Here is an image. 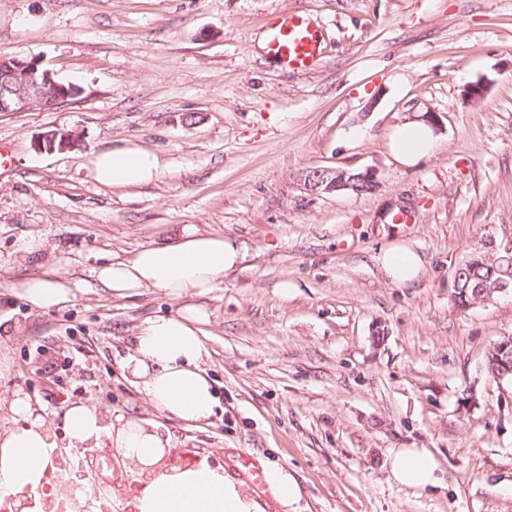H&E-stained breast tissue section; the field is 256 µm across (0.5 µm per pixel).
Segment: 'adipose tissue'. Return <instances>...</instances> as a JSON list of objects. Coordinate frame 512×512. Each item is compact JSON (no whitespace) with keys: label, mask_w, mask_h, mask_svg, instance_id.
<instances>
[{"label":"adipose tissue","mask_w":512,"mask_h":512,"mask_svg":"<svg viewBox=\"0 0 512 512\" xmlns=\"http://www.w3.org/2000/svg\"><path fill=\"white\" fill-rule=\"evenodd\" d=\"M392 149L405 162L426 155L432 149L427 125L414 121L400 126ZM92 167L98 183L113 187L145 184L161 174L158 158L132 143L98 153ZM238 259V251L223 236L187 229L176 244L141 248L96 272L98 281L117 295L155 288L174 298H188L180 313L155 317L139 329L123 364L151 404L182 421L208 420L218 402L204 368L206 347L200 326L209 315L191 299L216 288ZM8 409L13 423L0 430V498L35 497L51 465L54 436L42 410L22 391L11 393ZM66 427L74 446L93 445L107 436L118 453L147 468L158 465L167 446L166 440L137 421L119 419L109 426L101 413L83 405L69 408ZM388 464L391 476L401 485L426 488L438 481V462L427 449H395ZM136 508L137 512L259 510L223 469L207 465L157 474Z\"/></svg>","instance_id":"ef3b65f1"}]
</instances>
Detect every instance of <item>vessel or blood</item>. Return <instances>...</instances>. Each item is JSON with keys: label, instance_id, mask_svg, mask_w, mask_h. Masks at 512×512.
Segmentation results:
<instances>
[{"label": "vessel or blood", "instance_id": "1", "mask_svg": "<svg viewBox=\"0 0 512 512\" xmlns=\"http://www.w3.org/2000/svg\"><path fill=\"white\" fill-rule=\"evenodd\" d=\"M265 53L282 68L313 70L323 54L321 29L307 15L277 14L266 23Z\"/></svg>", "mask_w": 512, "mask_h": 512}]
</instances>
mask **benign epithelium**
I'll use <instances>...</instances> for the list:
<instances>
[{"instance_id": "benign-epithelium-1", "label": "benign epithelium", "mask_w": 512, "mask_h": 512, "mask_svg": "<svg viewBox=\"0 0 512 512\" xmlns=\"http://www.w3.org/2000/svg\"><path fill=\"white\" fill-rule=\"evenodd\" d=\"M38 65L36 59L15 57L8 61L0 58V112H26L38 104L45 110L61 104V99L52 97V91L63 88V85L54 80L49 70L43 71L41 78H36ZM302 181L305 189L316 195L344 191L358 194L365 185L378 187L374 172L339 167L310 168L303 172ZM483 247L497 252L494 264L498 265V276L482 280L476 285L478 303L488 306L501 298L512 297V249L500 250L491 238L482 240L476 249ZM469 266V262L462 260L453 272L452 300L460 311L475 307L474 302L466 303L460 295L463 274ZM494 354L495 380L500 384L505 382L512 385V338L507 336L499 341ZM39 504L40 512H64L67 509L66 501L61 499L60 494L51 492L47 483L43 485Z\"/></svg>"}]
</instances>
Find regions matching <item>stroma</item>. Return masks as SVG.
I'll use <instances>...</instances> for the list:
<instances>
[{"label":"stroma","mask_w":512,"mask_h":512,"mask_svg":"<svg viewBox=\"0 0 512 512\" xmlns=\"http://www.w3.org/2000/svg\"><path fill=\"white\" fill-rule=\"evenodd\" d=\"M279 12L321 26L315 70L258 49ZM31 56L78 93L0 112V315L12 332L0 393L23 389L50 419L68 458L54 488L84 471L111 486L112 512H133L140 494V471L116 465L108 439L70 447L65 415L81 403L236 482L244 456L284 468L300 497L255 494L262 512H512V400L484 370L512 336V299L465 312L451 300L470 246L512 248V0H0V58ZM412 120L433 148L408 164L391 143ZM59 128L79 146L35 149ZM127 142L162 175L97 183L94 155ZM315 166L369 169L379 186L315 196L301 180ZM402 210L410 223H394ZM187 227L241 255L196 299L218 393L199 424L156 410L123 369L139 328L183 300L121 297L94 275ZM24 239L39 250L19 251ZM397 247L422 259L411 282L383 267ZM46 274L71 301L46 310L22 297ZM397 448L429 449L437 484L396 483Z\"/></svg>","instance_id":"1"}]
</instances>
